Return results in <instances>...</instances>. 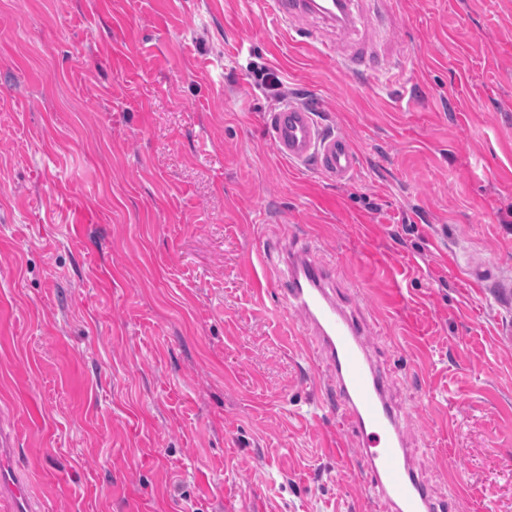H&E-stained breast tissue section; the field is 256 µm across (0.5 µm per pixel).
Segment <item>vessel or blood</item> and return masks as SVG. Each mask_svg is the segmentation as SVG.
I'll return each instance as SVG.
<instances>
[{"instance_id": "vessel-or-blood-1", "label": "vessel or blood", "mask_w": 512, "mask_h": 512, "mask_svg": "<svg viewBox=\"0 0 512 512\" xmlns=\"http://www.w3.org/2000/svg\"><path fill=\"white\" fill-rule=\"evenodd\" d=\"M283 26L315 15L337 26L352 19L350 0H265ZM349 73L399 76L397 64L364 48L342 55ZM279 156L314 168L330 181L348 180L359 166V153L346 136L327 132L307 106L281 103L264 117ZM259 259L286 307L299 310L308 331L302 341L324 365L323 396L357 448L367 495L378 512H449L450 502L437 498L417 470L387 374L377 365L366 341L367 326L341 306L331 271L312 251L264 249ZM0 512H34L27 481L17 471L9 449L0 448Z\"/></svg>"}]
</instances>
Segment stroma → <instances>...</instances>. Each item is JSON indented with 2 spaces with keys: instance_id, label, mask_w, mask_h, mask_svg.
<instances>
[{
  "instance_id": "1",
  "label": "stroma",
  "mask_w": 512,
  "mask_h": 512,
  "mask_svg": "<svg viewBox=\"0 0 512 512\" xmlns=\"http://www.w3.org/2000/svg\"><path fill=\"white\" fill-rule=\"evenodd\" d=\"M356 5L0 0V433L46 512H368L275 241L335 266L436 496L512 512V0ZM374 37L405 85L315 52ZM262 65L350 180L276 154ZM267 10L283 26L306 15L319 16L340 27L348 26L353 19L352 2L349 0H266Z\"/></svg>"
}]
</instances>
